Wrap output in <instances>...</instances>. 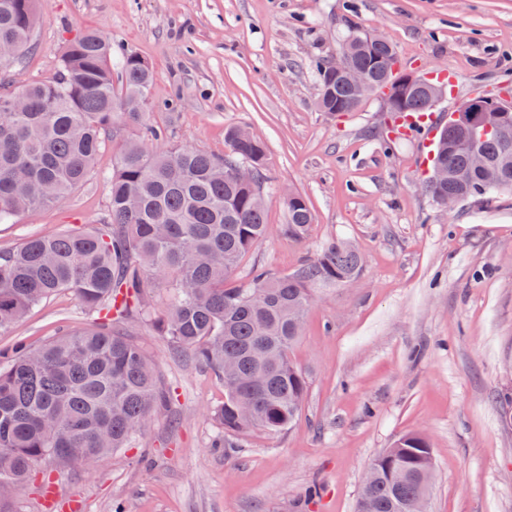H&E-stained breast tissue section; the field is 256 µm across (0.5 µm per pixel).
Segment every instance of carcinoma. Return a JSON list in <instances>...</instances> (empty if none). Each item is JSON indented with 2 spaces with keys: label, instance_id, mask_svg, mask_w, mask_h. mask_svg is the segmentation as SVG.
<instances>
[{
  "label": "carcinoma",
  "instance_id": "obj_1",
  "mask_svg": "<svg viewBox=\"0 0 512 512\" xmlns=\"http://www.w3.org/2000/svg\"><path fill=\"white\" fill-rule=\"evenodd\" d=\"M37 0H0V46L20 59L31 47ZM344 66L384 82L389 42L348 29ZM123 85H112V44L94 31L68 40L57 76L0 93V223L32 207L59 205L91 172L112 126L146 124L144 105L155 73L143 57L119 60ZM323 112H352L361 100L348 84L316 65ZM424 89L403 96L404 112L427 111ZM150 148L134 139L107 178V214L90 228L33 237L0 251V331L48 297L75 294L95 325L56 336L37 348L19 344L0 359V485L26 482L47 459L62 464L99 462L127 448L154 413L169 405L161 378L142 345L118 325L136 317L180 353L207 369L224 387L211 418L221 436L254 431L280 435L302 411L306 373L291 358L303 333L314 290L358 278L362 258L341 241L328 243L311 263L284 274L252 271L231 277L267 232V149L257 136L230 127L222 157L174 145L148 127ZM489 161L470 164L454 122L435 145L434 167L448 175L427 180L432 197H484L512 191V149L491 137L481 146ZM245 163L251 183L230 177L226 164ZM288 238L302 242L314 217L307 198L286 200ZM168 293L159 305L147 279ZM433 466L429 439L401 436L369 463L375 475L362 487L356 512H411L429 495L425 471Z\"/></svg>",
  "mask_w": 512,
  "mask_h": 512
}]
</instances>
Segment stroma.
Here are the masks:
<instances>
[{
	"label": "stroma",
	"instance_id": "35a3bbf8",
	"mask_svg": "<svg viewBox=\"0 0 512 512\" xmlns=\"http://www.w3.org/2000/svg\"><path fill=\"white\" fill-rule=\"evenodd\" d=\"M350 27L385 35L402 69L446 74L437 124L512 86V0H44L32 50L9 65L14 87L53 80L66 39L92 28L152 64L148 119L172 143L221 157L227 127L264 140L268 232L234 281L292 272L336 240L364 264L353 283L315 292L292 352L308 393L288 431L213 447L223 387L131 322L170 406L95 465L45 461L13 490L16 512H355L368 463L416 431L432 446L428 512H512V428L500 420L512 398V194L446 210L423 188V139L391 144L381 98L341 117L319 110L314 63L335 59ZM143 134L115 125L64 206L0 224V250L100 223L106 178ZM291 192L315 215L303 242L282 229ZM92 323L63 291L0 331V349Z\"/></svg>",
	"mask_w": 512,
	"mask_h": 512
}]
</instances>
